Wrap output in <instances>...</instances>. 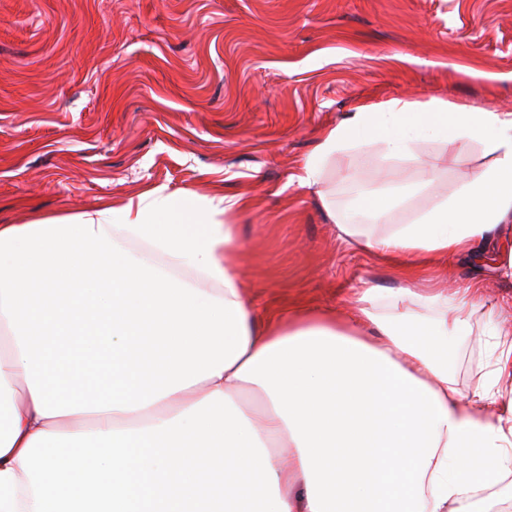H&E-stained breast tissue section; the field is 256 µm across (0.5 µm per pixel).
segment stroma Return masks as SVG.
Wrapping results in <instances>:
<instances>
[{
    "label": "stroma",
    "mask_w": 512,
    "mask_h": 512,
    "mask_svg": "<svg viewBox=\"0 0 512 512\" xmlns=\"http://www.w3.org/2000/svg\"><path fill=\"white\" fill-rule=\"evenodd\" d=\"M395 98L512 111V0H0V224L120 206L147 189L222 215L263 312L346 315L355 288L401 280L339 238L298 175L322 134L358 106ZM435 184L376 221L406 224L492 161L481 146L420 145ZM379 147L336 157L324 188L419 181ZM483 284L485 305L454 340L461 390L512 344V278L495 255L449 260L432 285Z\"/></svg>",
    "instance_id": "35a3bbf8"
}]
</instances>
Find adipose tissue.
Returning <instances> with one entry per match:
<instances>
[{"label":"adipose tissue","instance_id":"obj_1","mask_svg":"<svg viewBox=\"0 0 512 512\" xmlns=\"http://www.w3.org/2000/svg\"><path fill=\"white\" fill-rule=\"evenodd\" d=\"M428 142L493 161L382 234L372 221L409 188L329 209L405 282L364 283L345 317L257 313L220 220L239 199L156 187L72 222L0 224V512H512L484 496L512 476V401L451 374L481 286H412L512 230V112L360 106L299 183L365 146L414 161Z\"/></svg>","mask_w":512,"mask_h":512}]
</instances>
